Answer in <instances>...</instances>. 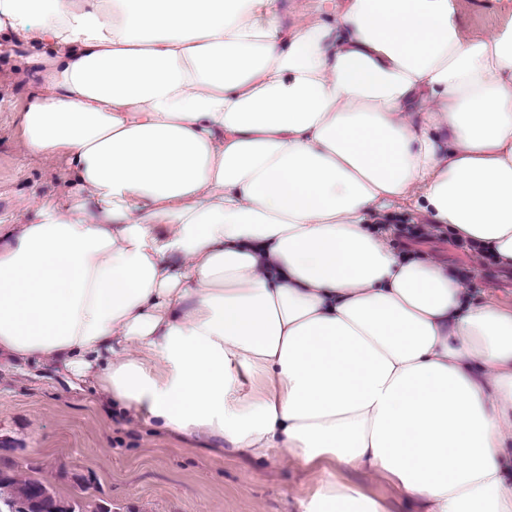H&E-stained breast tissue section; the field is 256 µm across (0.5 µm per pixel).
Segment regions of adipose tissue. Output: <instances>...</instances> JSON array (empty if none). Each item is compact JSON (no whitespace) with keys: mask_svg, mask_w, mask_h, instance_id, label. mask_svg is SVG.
I'll use <instances>...</instances> for the list:
<instances>
[{"mask_svg":"<svg viewBox=\"0 0 512 512\" xmlns=\"http://www.w3.org/2000/svg\"><path fill=\"white\" fill-rule=\"evenodd\" d=\"M21 154L0 362L206 449L300 460L303 512H512V306L397 252L421 214L512 268V35L454 0H0ZM336 474L349 483L368 490L383 504L387 512H418L421 509L418 503L408 500L398 488L383 478L374 477L361 470L336 471Z\"/></svg>","mask_w":512,"mask_h":512,"instance_id":"ef3b65f1","label":"adipose tissue"}]
</instances>
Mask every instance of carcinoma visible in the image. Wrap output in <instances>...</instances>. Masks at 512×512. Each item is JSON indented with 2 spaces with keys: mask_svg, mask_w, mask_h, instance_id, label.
Instances as JSON below:
<instances>
[{
  "mask_svg": "<svg viewBox=\"0 0 512 512\" xmlns=\"http://www.w3.org/2000/svg\"><path fill=\"white\" fill-rule=\"evenodd\" d=\"M2 498L23 505L21 512H112L101 505L87 511L81 501L61 498L40 481L16 477L13 463L8 459H0V499Z\"/></svg>",
  "mask_w": 512,
  "mask_h": 512,
  "instance_id": "carcinoma-1",
  "label": "carcinoma"
}]
</instances>
